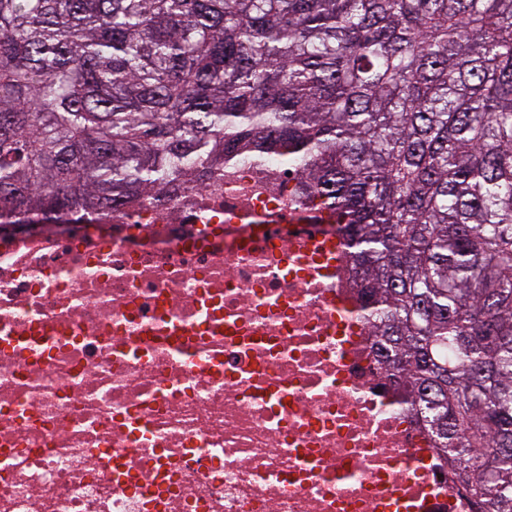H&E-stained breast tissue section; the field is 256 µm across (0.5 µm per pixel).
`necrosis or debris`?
<instances>
[{
  "label": "necrosis or debris",
  "instance_id": "4bbe7bcc",
  "mask_svg": "<svg viewBox=\"0 0 512 512\" xmlns=\"http://www.w3.org/2000/svg\"><path fill=\"white\" fill-rule=\"evenodd\" d=\"M299 172L0 232V512H472Z\"/></svg>",
  "mask_w": 512,
  "mask_h": 512
}]
</instances>
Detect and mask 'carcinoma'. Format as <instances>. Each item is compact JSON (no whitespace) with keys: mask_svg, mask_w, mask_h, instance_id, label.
Listing matches in <instances>:
<instances>
[{"mask_svg":"<svg viewBox=\"0 0 512 512\" xmlns=\"http://www.w3.org/2000/svg\"><path fill=\"white\" fill-rule=\"evenodd\" d=\"M270 155L475 512H512V0H0V224Z\"/></svg>","mask_w":512,"mask_h":512,"instance_id":"1","label":"carcinoma"}]
</instances>
